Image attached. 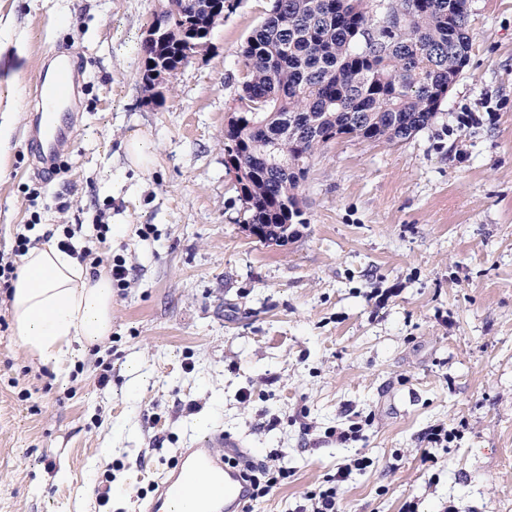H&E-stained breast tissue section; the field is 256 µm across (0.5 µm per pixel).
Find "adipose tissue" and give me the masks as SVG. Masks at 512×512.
I'll use <instances>...</instances> for the list:
<instances>
[{
	"mask_svg": "<svg viewBox=\"0 0 512 512\" xmlns=\"http://www.w3.org/2000/svg\"><path fill=\"white\" fill-rule=\"evenodd\" d=\"M11 315L21 347L58 370L112 332V279L92 274L57 244L31 248L12 282Z\"/></svg>",
	"mask_w": 512,
	"mask_h": 512,
	"instance_id": "obj_1",
	"label": "adipose tissue"
}]
</instances>
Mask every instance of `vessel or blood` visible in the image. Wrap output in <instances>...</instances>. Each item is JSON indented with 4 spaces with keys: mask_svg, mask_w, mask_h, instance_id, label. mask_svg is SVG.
Returning a JSON list of instances; mask_svg holds the SVG:
<instances>
[{
    "mask_svg": "<svg viewBox=\"0 0 512 512\" xmlns=\"http://www.w3.org/2000/svg\"><path fill=\"white\" fill-rule=\"evenodd\" d=\"M71 80V70L62 68L37 95L40 142L50 149L66 135L58 110L70 97ZM236 445V440L218 432L206 437L201 447L182 449L176 467L163 476L148 502L147 512H181L188 504L193 512H243L249 487L241 469L226 465L219 453L220 448Z\"/></svg>",
    "mask_w": 512,
    "mask_h": 512,
    "instance_id": "obj_1",
    "label": "vessel or blood"
}]
</instances>
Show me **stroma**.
<instances>
[{
    "mask_svg": "<svg viewBox=\"0 0 512 512\" xmlns=\"http://www.w3.org/2000/svg\"><path fill=\"white\" fill-rule=\"evenodd\" d=\"M233 3L152 100L140 44L156 0H0V108L17 110L0 257L25 229L127 270L111 336L57 372L21 348L0 296V512H140L179 449L218 431L292 472L252 512H292L363 454L341 512H512V0H471L469 62L432 125L316 156L283 246L250 234L224 166L240 50L270 7ZM62 46L80 105L52 174L32 104ZM135 130L147 172L125 159ZM437 425L456 437L423 461ZM123 147L126 158L132 167L148 170L153 166L154 157L149 151L147 136L144 133L140 131L129 133Z\"/></svg>",
    "mask_w": 512,
    "mask_h": 512,
    "instance_id": "obj_1",
    "label": "stroma"
}]
</instances>
